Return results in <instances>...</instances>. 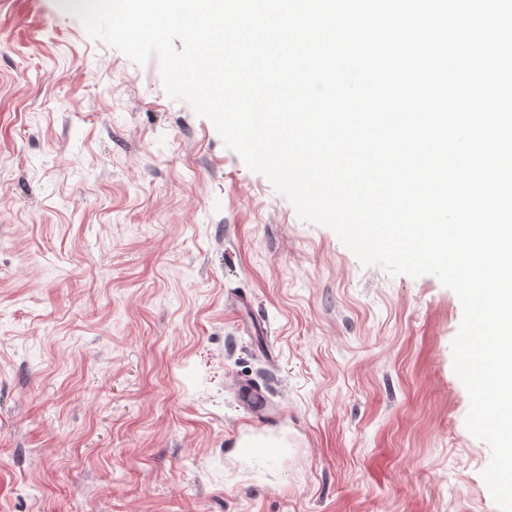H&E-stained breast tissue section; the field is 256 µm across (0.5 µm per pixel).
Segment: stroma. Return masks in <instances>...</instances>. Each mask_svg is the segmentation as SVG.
Segmentation results:
<instances>
[{"mask_svg":"<svg viewBox=\"0 0 512 512\" xmlns=\"http://www.w3.org/2000/svg\"><path fill=\"white\" fill-rule=\"evenodd\" d=\"M462 316L300 220L157 59L0 0V512H499ZM239 401L250 421L263 422L270 418L274 406L264 395L262 388L254 383H237Z\"/></svg>","mask_w":512,"mask_h":512,"instance_id":"obj_1","label":"stroma"}]
</instances>
